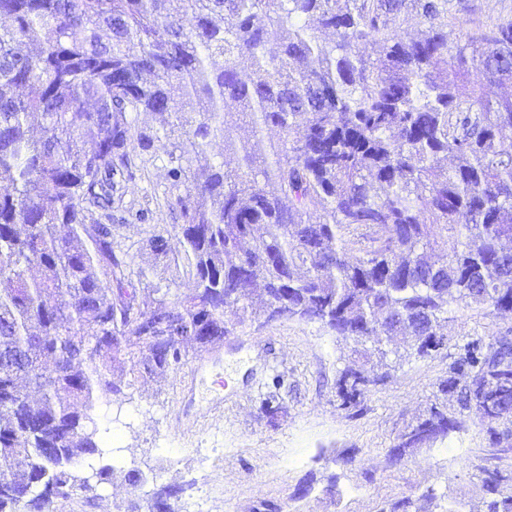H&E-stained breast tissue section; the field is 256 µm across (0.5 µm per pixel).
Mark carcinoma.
I'll return each mask as SVG.
<instances>
[{
  "mask_svg": "<svg viewBox=\"0 0 512 512\" xmlns=\"http://www.w3.org/2000/svg\"><path fill=\"white\" fill-rule=\"evenodd\" d=\"M446 14L447 0H0V512L94 501L115 475L94 412L166 380L256 302L419 354L445 346L454 307L512 311V96L484 89L512 82V21L451 45ZM141 112L181 130L165 150L174 261L194 278L147 306L112 235ZM354 353L344 405L377 380L371 359L400 357ZM439 392L508 439L512 345L469 340ZM456 428L435 402L406 447ZM483 487L512 512L503 476ZM182 492L161 487L152 509L178 512Z\"/></svg>",
  "mask_w": 512,
  "mask_h": 512,
  "instance_id": "1",
  "label": "carcinoma"
}]
</instances>
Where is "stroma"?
Wrapping results in <instances>:
<instances>
[{"instance_id":"1","label":"stroma","mask_w":512,"mask_h":512,"mask_svg":"<svg viewBox=\"0 0 512 512\" xmlns=\"http://www.w3.org/2000/svg\"><path fill=\"white\" fill-rule=\"evenodd\" d=\"M512 19V0H448L449 42ZM137 166L115 211V241L146 270L138 302L156 288L188 290L187 269L142 247L151 235L174 241L166 155L131 140ZM149 209L152 218L136 214ZM447 346L408 353L387 377L369 385L357 405H343L338 380L354 358L352 343L316 322L267 321L249 313L207 361L191 356L162 383L127 390L122 425L112 440L118 468L136 469L149 488L183 485L181 512H391L410 498L409 512H487L482 478L499 470L512 476V441L493 446L492 419L458 412L445 440L407 451L393 463L390 450L407 426L434 403L457 346L472 338L512 333V312L480 305L452 312ZM229 377L223 393L213 381ZM276 407V416L266 407ZM208 456H201V449Z\"/></svg>"}]
</instances>
